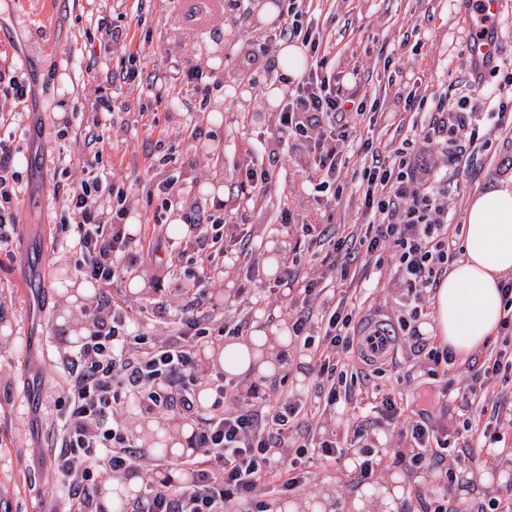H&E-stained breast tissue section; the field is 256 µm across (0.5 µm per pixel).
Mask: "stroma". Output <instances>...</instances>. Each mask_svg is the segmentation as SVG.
I'll return each instance as SVG.
<instances>
[{
  "mask_svg": "<svg viewBox=\"0 0 512 512\" xmlns=\"http://www.w3.org/2000/svg\"><path fill=\"white\" fill-rule=\"evenodd\" d=\"M265 2L251 0L250 14L243 17L224 5L201 12L187 0H0V70L16 71L31 87L27 100L12 106L21 115L10 128L18 149L19 228L8 253H0V375L12 381L8 402L0 405V487L8 491L11 512H48L50 507L40 494L53 479L54 355L72 345L58 319L63 285L77 280L57 242L56 226L65 216L57 188L67 181L59 159L87 150L96 134L108 144L99 163L104 172L132 177L156 163L163 176L192 184L190 202L204 200L207 184L223 186L225 198H232L251 142L265 131L272 113L266 94L279 85L275 79L250 83L252 74L277 66L276 59L249 52L250 41L275 25L262 17ZM472 15V0H312L308 18L323 25L337 70L354 71L360 90L383 105L376 126L349 119L337 181L351 182L362 168V139L378 138L397 149L403 138L394 129L396 122L429 123V113L405 110L402 100L408 94L442 93L452 102L466 94L477 106L483 93L512 78V0H503L499 14L496 60L480 75L468 59ZM102 20L123 30L125 47L100 42ZM168 49L218 69L223 84L213 87L207 100L188 93L183 108L170 109L149 104L145 92L119 81L131 54L152 72ZM102 97L115 106L95 126L87 117ZM189 112L200 116L201 140L195 144L184 127ZM489 133L488 145L460 140L448 150V171L457 180L448 205L452 225H463L473 195L512 180V125ZM158 140L163 143L159 155H149L146 142ZM285 208L296 222L339 228L361 216L357 195L348 191L331 204L316 203L297 157L285 154L278 186L242 217L260 236L256 257H268L276 246L283 261L308 265L306 248L282 232ZM398 360L381 382L398 385L408 395L438 394L440 382L420 372L408 350H400ZM475 468L489 476L490 486L457 483L448 489L451 504L464 512H475L493 489L512 484V474L502 475L495 458L481 457ZM310 470L312 482L303 499L333 491L348 501L364 485L376 488L399 480L409 489L400 512H421L420 495L428 485L427 479L395 466L366 484L347 459L315 460Z\"/></svg>",
  "mask_w": 512,
  "mask_h": 512,
  "instance_id": "35a3bbf8",
  "label": "stroma"
}]
</instances>
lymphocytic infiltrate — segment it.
<instances>
[{"instance_id":"lymphocytic-infiltrate-1","label":"lymphocytic infiltrate","mask_w":512,"mask_h":512,"mask_svg":"<svg viewBox=\"0 0 512 512\" xmlns=\"http://www.w3.org/2000/svg\"><path fill=\"white\" fill-rule=\"evenodd\" d=\"M306 4L288 0L286 17L250 47L253 54L266 56L280 42L297 38L307 49L311 64L300 75L268 71L263 78L278 79L287 88L276 128L299 150L311 195L337 198L344 191L336 183L344 142L338 127L349 115L377 123L380 105L359 101L357 91L337 86L322 30L302 22ZM121 79L146 86L151 101L169 105L181 103L185 86L204 98L223 81L202 64L175 60L148 77L142 68L125 69ZM404 107L429 109L431 120L411 129L400 149L364 141L371 161L360 169L355 185L360 223L346 233L321 224L299 227L309 250L331 255L326 275L286 265L274 281L261 283L254 266L239 264L240 255L253 250L251 233L234 237L232 245L224 243L229 215L237 214L239 206L256 204L278 183L277 149L268 151L266 162L247 166L237 185L236 206L221 199L195 206L186 217L190 235L176 241L168 233L166 214L174 200L184 197V186L155 173L111 180L97 171L100 154L77 156L81 175L62 191L66 216L57 230L73 271L94 282L97 291L83 312L79 343L59 357L51 512H103L96 503L99 485L144 464L130 434L133 423L159 416L197 420L191 440L195 455L170 462V470L180 476L175 483L147 470L145 490L130 512H233L238 505L247 512H271V496L293 497L308 484L307 464L314 458L353 457L363 481L375 479L391 463L451 483L453 464L505 441L512 429V395L492 391L491 385L512 374V350L488 347L467 385L451 390L467 413L459 426L433 421L425 408L410 411L402 390L373 384L382 367L355 351L363 323L360 309L372 294L363 282L364 264L374 260L388 263L389 278L402 282L414 300L391 329L397 344L409 347L434 378L447 376L455 363L447 346L433 345L417 327L430 294L448 272L456 240L448 224L449 178L419 164L416 153L433 143L455 141L472 115L466 102L440 95L428 100L408 96ZM16 154L12 138L0 136V247L19 226ZM138 196L160 202L146 239L133 237L125 222L127 203ZM183 262L188 269L174 291L177 303L166 332L150 335L159 312L147 303L132 306L119 286L128 272L140 269L150 273L157 290H164ZM240 270L248 282L236 291L242 307L234 319L218 318L215 311L224 304L218 287L226 273ZM335 281L340 284L336 290L331 287ZM285 283L296 288L289 305L294 339L281 361L290 367L296 358H308L315 372L313 402L276 382L228 378L198 355L203 345L247 336L251 304L276 302ZM203 389L210 393L205 404L198 398ZM348 405L356 413L344 431L308 434L316 419L335 416ZM386 426L396 430L398 441L381 450L374 433Z\"/></svg>"}]
</instances>
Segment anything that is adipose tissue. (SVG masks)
<instances>
[{
  "label": "adipose tissue",
  "mask_w": 512,
  "mask_h": 512,
  "mask_svg": "<svg viewBox=\"0 0 512 512\" xmlns=\"http://www.w3.org/2000/svg\"><path fill=\"white\" fill-rule=\"evenodd\" d=\"M512 274V182L476 194L465 214L462 257L441 280L433 299L431 329L455 356L482 348L503 316L499 284ZM290 341L287 323L257 326L247 338L205 346L204 358L227 376L267 377L281 370V352Z\"/></svg>",
  "instance_id": "ef3b65f1"
}]
</instances>
